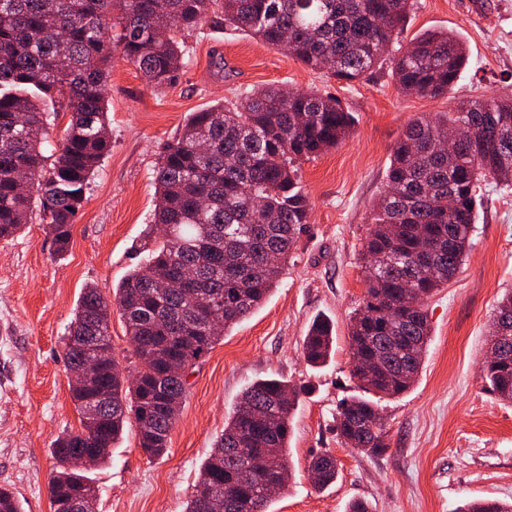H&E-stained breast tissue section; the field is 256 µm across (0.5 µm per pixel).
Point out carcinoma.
Masks as SVG:
<instances>
[{
	"label": "carcinoma",
	"instance_id": "carcinoma-1",
	"mask_svg": "<svg viewBox=\"0 0 512 512\" xmlns=\"http://www.w3.org/2000/svg\"><path fill=\"white\" fill-rule=\"evenodd\" d=\"M415 0H0V240L37 219L56 253L69 250L90 176L111 151L105 94L118 55L155 87L172 85L184 67L177 34L221 20L312 70L339 80L365 78L390 61L404 95L453 93L468 64L459 35H416L398 53ZM69 116L55 153L43 147L60 114ZM354 117L333 95L259 87L186 120L155 169L153 226L162 240L144 244L145 259L112 289L83 288L64 361L90 359L89 375L70 384L80 429L54 440L68 465L50 491L53 512H84L96 494L85 475L111 458L126 427L136 426L150 455L167 449L192 369L224 336L263 305L305 233L310 203L296 162L335 148ZM464 127L457 151L441 141ZM512 185V97L462 100L454 111L412 121L391 151L387 188L362 247L366 292L350 318L353 367L365 392L397 396L417 378L431 338L426 310L433 292L465 261L475 232L482 185ZM455 204L448 207V197ZM124 321L134 362L112 349V305ZM483 373L491 391L512 403V291L497 306ZM333 324L316 318L303 338L306 362H327ZM300 389L279 378L255 381L224 421L200 469L185 512H269L266 488L285 489L282 472ZM375 402L352 396L336 415L340 442L378 456L389 448ZM316 486L336 480V458L312 456ZM0 512H23L0 488ZM462 512H512L479 501Z\"/></svg>",
	"mask_w": 512,
	"mask_h": 512
}]
</instances>
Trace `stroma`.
<instances>
[{"label":"stroma","instance_id":"35a3bbf8","mask_svg":"<svg viewBox=\"0 0 512 512\" xmlns=\"http://www.w3.org/2000/svg\"><path fill=\"white\" fill-rule=\"evenodd\" d=\"M443 30L459 34L470 57L453 94L435 99L401 94L386 67L354 83L336 80L213 21L184 34L185 71L170 87L148 85L113 59L112 149L87 185L69 252L57 256L37 223L0 240V487L16 493L24 512H53L51 443L80 426L63 350L82 289L111 296L137 263L134 248L155 208V166L188 115L265 85L337 96L354 116L353 131L302 163L307 232L264 305L195 368L168 452L145 453L131 426L110 461L90 471L96 512H184L225 417L250 382L271 375L303 392L288 440V487L270 512H346L355 500L374 512L512 502V403L490 391L482 371L498 301L512 290V187L484 189L466 261L427 302L423 369L406 392L381 402L388 451L369 456L336 435L340 402L358 392L348 318L365 292L359 253L394 143L411 121L453 111L459 100L512 96V0H417L405 37ZM320 314L333 321L336 341L326 364L313 368L302 343ZM323 451L339 473L321 489L308 465Z\"/></svg>","mask_w":512,"mask_h":512}]
</instances>
